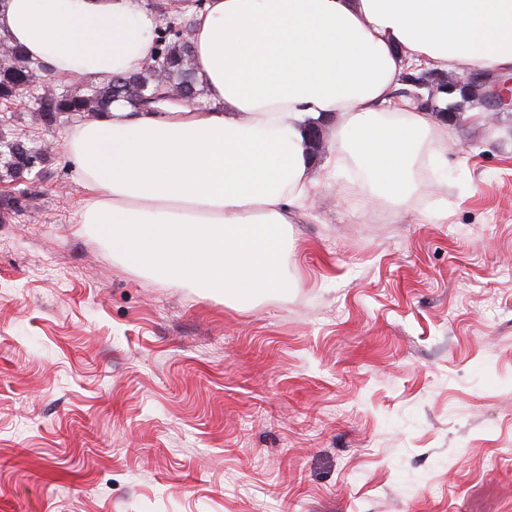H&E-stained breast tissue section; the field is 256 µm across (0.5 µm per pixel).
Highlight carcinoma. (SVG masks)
I'll list each match as a JSON object with an SVG mask.
<instances>
[{
	"label": "carcinoma",
	"mask_w": 512,
	"mask_h": 512,
	"mask_svg": "<svg viewBox=\"0 0 512 512\" xmlns=\"http://www.w3.org/2000/svg\"><path fill=\"white\" fill-rule=\"evenodd\" d=\"M0 45L8 49V56L0 64V101L9 103L14 99L31 92L38 71L44 66L32 63L24 51L17 45H11L6 37L0 36ZM156 51L160 55L166 80L169 84L184 89L188 103L202 105L204 95L199 81L191 43V33L185 32L179 36L171 34L168 28L157 29ZM436 93L430 96L429 110L435 114L458 112L464 104L475 102L481 95L480 90H474L461 96V101L446 105L440 102V95L447 93L448 77L438 74L435 77ZM161 88L154 71L145 69L129 78L122 87L115 82L103 85H94L79 81L72 89L54 94L52 99L44 101L42 96L36 94L33 99L39 104L41 112L47 123H52L61 114L70 116L90 112H108L112 103L122 101L131 107L142 95H149ZM6 156L5 169L13 172L28 167L35 155L20 144L8 143L0 140V157Z\"/></svg>",
	"instance_id": "cac0c4a2"
}]
</instances>
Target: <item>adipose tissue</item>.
<instances>
[{
    "label": "adipose tissue",
    "mask_w": 512,
    "mask_h": 512,
    "mask_svg": "<svg viewBox=\"0 0 512 512\" xmlns=\"http://www.w3.org/2000/svg\"><path fill=\"white\" fill-rule=\"evenodd\" d=\"M203 106L74 124L82 221L113 254L228 303L286 290L290 208H306L308 125L332 121L328 175L350 197L415 207L435 121L400 97L425 70L512 71V0H203L188 6ZM146 0H9L0 34L62 80L95 84L156 52Z\"/></svg>",
    "instance_id": "obj_1"
}]
</instances>
